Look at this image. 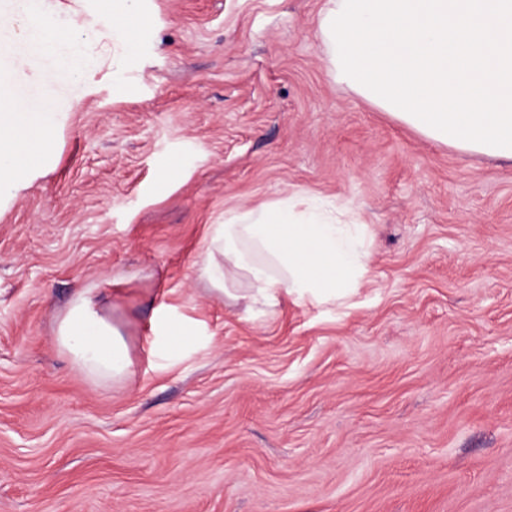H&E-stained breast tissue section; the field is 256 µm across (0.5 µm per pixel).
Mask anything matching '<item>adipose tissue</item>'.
Wrapping results in <instances>:
<instances>
[{"label": "adipose tissue", "instance_id": "1", "mask_svg": "<svg viewBox=\"0 0 512 512\" xmlns=\"http://www.w3.org/2000/svg\"><path fill=\"white\" fill-rule=\"evenodd\" d=\"M198 277L216 298L276 306L349 300L365 284L371 252L367 227L343 222L326 199L296 195L209 225ZM112 295L77 289L58 315L53 334L77 373L96 382H122L132 373L123 331L112 317Z\"/></svg>", "mask_w": 512, "mask_h": 512}]
</instances>
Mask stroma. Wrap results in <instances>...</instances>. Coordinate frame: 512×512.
<instances>
[{"label":"stroma","mask_w":512,"mask_h":512,"mask_svg":"<svg viewBox=\"0 0 512 512\" xmlns=\"http://www.w3.org/2000/svg\"><path fill=\"white\" fill-rule=\"evenodd\" d=\"M142 2L130 56L54 0L100 67L0 212V512H512V160L336 83L327 0ZM291 194L358 205L351 307L210 296L208 225ZM79 288L111 290L130 379L60 353ZM158 303L195 327L169 359Z\"/></svg>","instance_id":"obj_1"}]
</instances>
